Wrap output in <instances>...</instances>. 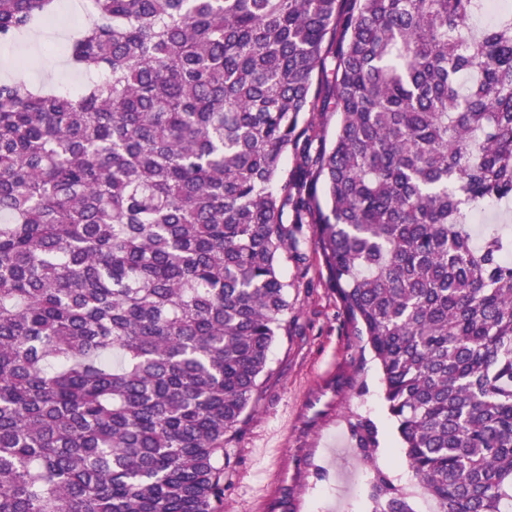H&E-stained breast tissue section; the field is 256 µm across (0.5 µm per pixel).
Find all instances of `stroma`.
Instances as JSON below:
<instances>
[{"instance_id":"stroma-1","label":"stroma","mask_w":512,"mask_h":512,"mask_svg":"<svg viewBox=\"0 0 512 512\" xmlns=\"http://www.w3.org/2000/svg\"><path fill=\"white\" fill-rule=\"evenodd\" d=\"M76 2L62 0L55 20L10 40L8 51L0 55V79L9 71L36 85L49 78L59 85L74 77L72 65L57 48L73 36ZM300 250L305 262L287 253L281 256L279 269L289 284L292 307L269 350L249 415L224 438L223 512H264L262 492L281 482L283 464L298 448L325 451L317 460L318 470L299 492L300 512H369V486L378 467L405 489L415 512H428V497L412 477L387 413L379 368L329 284L312 232H304ZM340 366L349 374V386L337 398L334 424L294 427L307 390L321 374ZM361 416L379 429L380 448L372 462L356 451L351 437L350 424Z\"/></svg>"}]
</instances>
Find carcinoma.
I'll list each match as a JSON object with an SVG mask.
<instances>
[{"label":"carcinoma","mask_w":512,"mask_h":512,"mask_svg":"<svg viewBox=\"0 0 512 512\" xmlns=\"http://www.w3.org/2000/svg\"><path fill=\"white\" fill-rule=\"evenodd\" d=\"M56 2L0 0V40ZM487 5L91 0L67 57L98 78L0 82V512H223L305 224L413 479L512 512V232H473L512 200ZM351 435L375 459L376 425ZM369 498L414 512L379 468Z\"/></svg>","instance_id":"1"}]
</instances>
